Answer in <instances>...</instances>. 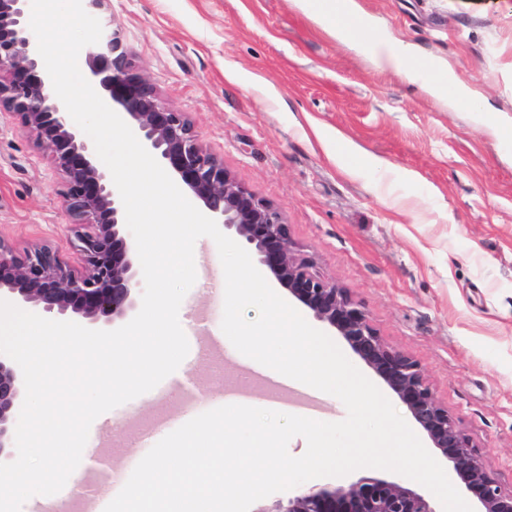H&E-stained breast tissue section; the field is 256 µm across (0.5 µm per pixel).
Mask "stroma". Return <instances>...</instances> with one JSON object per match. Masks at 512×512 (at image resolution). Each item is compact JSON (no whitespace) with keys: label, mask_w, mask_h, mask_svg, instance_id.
<instances>
[{"label":"stroma","mask_w":512,"mask_h":512,"mask_svg":"<svg viewBox=\"0 0 512 512\" xmlns=\"http://www.w3.org/2000/svg\"><path fill=\"white\" fill-rule=\"evenodd\" d=\"M375 36L454 71L473 102L448 107L374 67L295 0H103L145 77L243 188L278 209L300 257L348 289L392 348L512 488V0H356ZM493 108L495 136L476 105ZM386 160L387 168L377 167ZM49 154L0 115V237L49 247L85 271ZM181 323L203 312L222 336L217 247L194 248ZM184 397L151 390L119 409L111 454L132 473L164 432L246 393L252 407L337 422L336 397L272 389L224 343L219 362L177 369Z\"/></svg>","instance_id":"stroma-1"}]
</instances>
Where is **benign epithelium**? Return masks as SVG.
<instances>
[{"instance_id":"1","label":"benign epithelium","mask_w":512,"mask_h":512,"mask_svg":"<svg viewBox=\"0 0 512 512\" xmlns=\"http://www.w3.org/2000/svg\"><path fill=\"white\" fill-rule=\"evenodd\" d=\"M31 0H0V110L35 136L66 179L69 230L88 269L73 271L46 247L21 259L0 239V298L33 304L52 317L76 316L109 329L135 307L139 269L126 234L124 206L95 149L73 127L37 51L30 29ZM92 84L121 114L142 145L197 198L205 215L253 249L276 282L334 328L386 382L410 411L416 426L448 463L452 479L472 492L477 512H512L506 490L486 468L477 445L433 395L416 361L386 345L345 288L322 279L299 257L280 212L240 186L224 164L196 138L189 120L166 106L138 71L120 34L102 28L89 47ZM23 379L0 354V455L8 451L18 421ZM273 512H440L434 498L406 480L360 478L332 489H300Z\"/></svg>"}]
</instances>
